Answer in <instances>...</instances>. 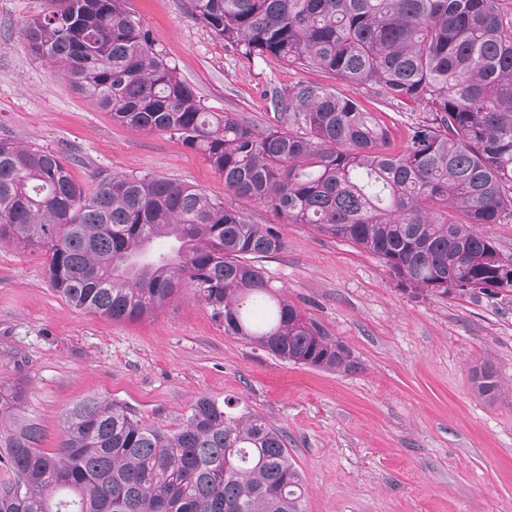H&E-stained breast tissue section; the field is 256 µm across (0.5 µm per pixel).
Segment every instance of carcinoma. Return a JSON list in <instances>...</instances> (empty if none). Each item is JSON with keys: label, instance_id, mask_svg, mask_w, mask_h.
Masks as SVG:
<instances>
[{"label": "carcinoma", "instance_id": "carcinoma-1", "mask_svg": "<svg viewBox=\"0 0 512 512\" xmlns=\"http://www.w3.org/2000/svg\"><path fill=\"white\" fill-rule=\"evenodd\" d=\"M25 20L31 53L63 68L112 121L201 153L235 194L379 257L418 294L512 293L478 227L512 220V0H188L217 38L252 59L320 69L385 105L421 108L403 148L378 113L336 89L270 85L281 128L210 112L123 0H60ZM0 240L45 256L72 306L122 321L193 289L224 334L286 362L353 372L343 342L270 290L257 258L278 229L204 190L114 173L77 183L59 153L0 140ZM269 306L257 325L248 310ZM493 397L492 366L472 369ZM0 386V512H304L286 436L259 413L207 397L164 431L89 396L69 407L56 451Z\"/></svg>", "mask_w": 512, "mask_h": 512}]
</instances>
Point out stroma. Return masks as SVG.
I'll list each match as a JSON object with an SVG mask.
<instances>
[{
	"label": "stroma",
	"mask_w": 512,
	"mask_h": 512,
	"mask_svg": "<svg viewBox=\"0 0 512 512\" xmlns=\"http://www.w3.org/2000/svg\"><path fill=\"white\" fill-rule=\"evenodd\" d=\"M46 0H0V139L60 153L77 183L91 173L152 174L197 186L285 249L258 264L277 294L346 344L359 368L336 373L275 358L225 335L192 289L151 317L113 321L71 306L44 259L0 243V384L26 388L25 416L56 448L65 410L89 396L173 431L198 397L237 399L286 432L305 483V512H512V295H419L375 255L239 197L201 153L165 134L116 124L66 74L29 51L22 24ZM158 48L214 112L278 126L262 90L313 81L361 98L335 76L245 57L187 0H127ZM499 375L478 396L472 368Z\"/></svg>",
	"instance_id": "1"
}]
</instances>
